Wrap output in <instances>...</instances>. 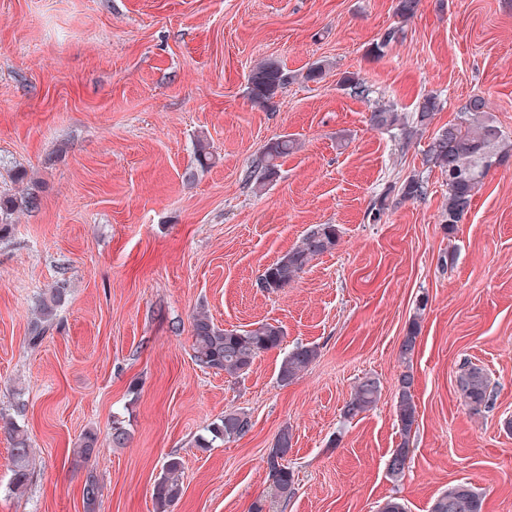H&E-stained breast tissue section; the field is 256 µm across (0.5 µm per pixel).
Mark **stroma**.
<instances>
[{
  "label": "stroma",
  "mask_w": 512,
  "mask_h": 512,
  "mask_svg": "<svg viewBox=\"0 0 512 512\" xmlns=\"http://www.w3.org/2000/svg\"><path fill=\"white\" fill-rule=\"evenodd\" d=\"M0 0V193L35 194L0 238V512H84L94 473L99 512H154L168 457L183 461L169 512H380L396 497L431 512L470 483L483 512H512V160L484 181L455 229L448 185L423 162L434 129L483 97L512 141V0ZM390 29L398 38L371 48ZM277 62L284 84L256 105L249 75ZM324 73L307 79L313 64ZM354 74L368 99L342 84ZM439 103L412 140L372 127L376 107ZM295 150L264 188L248 177L264 146ZM212 153L199 170L197 140ZM420 198L374 200L409 177ZM315 224L335 250L275 293L258 279ZM452 263H445V256ZM64 296L38 342L41 298ZM225 329L282 326V348L230 377L198 365L192 317ZM415 351L400 357L411 324ZM317 347L293 383L287 351ZM483 366L493 409L469 412L455 388L463 360ZM418 418L395 413L403 373ZM366 376L370 411L341 409ZM253 427L214 448L198 439L224 413ZM130 430L112 447L114 417ZM33 449L28 485H11L7 423ZM290 429L294 491L274 496L266 459ZM99 442L74 460L86 431ZM407 444L401 479L387 460Z\"/></svg>",
  "instance_id": "1"
}]
</instances>
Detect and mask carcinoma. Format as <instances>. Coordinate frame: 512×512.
I'll use <instances>...</instances> for the list:
<instances>
[{
  "label": "carcinoma",
  "instance_id": "carcinoma-1",
  "mask_svg": "<svg viewBox=\"0 0 512 512\" xmlns=\"http://www.w3.org/2000/svg\"><path fill=\"white\" fill-rule=\"evenodd\" d=\"M250 97L260 106L271 103L284 84V74L278 64L263 62L258 64L249 77ZM343 84L356 97L369 96V87L355 75H347ZM438 111L435 99L428 97L418 104L416 112L400 116L388 108H378L371 113V125L391 132L401 129L404 139H412L419 131L427 128ZM296 147L295 140L284 135L270 142L257 165L256 187L261 189L267 180L277 174L278 160L286 157ZM512 156V142L505 140L492 114L487 111L486 102L480 97L469 100L457 120L439 128L430 138L425 153L427 165L440 170L448 177V203L443 213V223L448 231L471 207L473 197L484 184L490 170ZM424 193L423 183L414 178L406 179L398 189L400 199H416ZM17 207L16 201L7 196L0 197V236L8 232L9 219ZM341 231L336 224H316L311 227L288 252L275 263L265 268L260 278V287L269 293L288 287L300 278L310 263L319 256L336 249ZM63 289L57 288L44 296L37 307L31 341L42 338L46 326L53 321L61 303ZM418 322H412L403 337L400 354L406 359L413 354L417 344ZM284 340V331L278 324L257 322L245 330H227L214 324L210 316L199 311L193 316V344L195 361L202 367L222 372L231 377H239L251 368L256 358L268 351L278 349ZM318 357L314 346L300 345L289 351L282 359L278 379L289 385L308 369ZM413 377L406 373L401 376L397 388L396 414L404 435H409L417 422V408L412 395ZM456 388L460 398L471 413L480 414L494 404V395L485 369L473 362L465 361L456 377ZM380 381L366 376L356 385L348 401L342 408L345 419H353L369 411L378 401ZM252 428L251 417L245 412H229L207 426L208 437L201 438L200 444L209 448L216 442L232 441L246 435ZM12 431L11 456L13 460L14 489L27 485L31 448L28 438L15 425ZM130 432L123 422H112L110 442L116 448L127 445ZM97 434L88 431L82 437L79 448L75 449L77 461L88 465L95 454ZM291 448L289 431H282L267 457L268 477L276 495L287 497L294 490V473L290 467L278 463ZM409 457L408 442L393 450L388 460L389 475L397 480L406 468ZM183 462L179 457L168 458L161 476L153 489L155 512H168L183 493L180 481ZM100 486L93 474L88 471L83 487L85 512H98ZM483 499L468 483L460 482L448 486L435 500L432 512H482Z\"/></svg>",
  "mask_w": 512,
  "mask_h": 512
}]
</instances>
